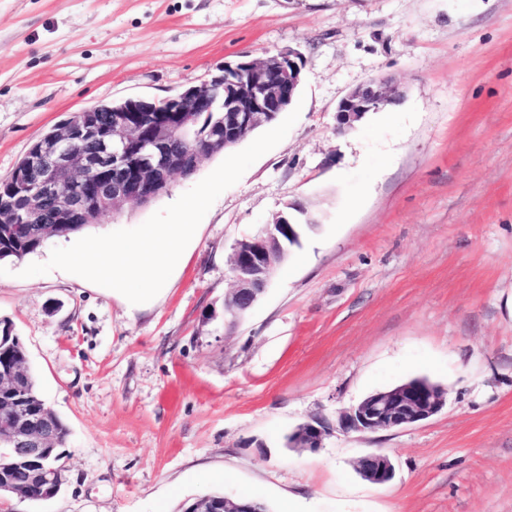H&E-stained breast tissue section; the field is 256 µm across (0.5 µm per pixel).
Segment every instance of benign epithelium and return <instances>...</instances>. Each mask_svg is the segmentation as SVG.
Wrapping results in <instances>:
<instances>
[{"label": "benign epithelium", "instance_id": "obj_1", "mask_svg": "<svg viewBox=\"0 0 512 512\" xmlns=\"http://www.w3.org/2000/svg\"><path fill=\"white\" fill-rule=\"evenodd\" d=\"M305 66L303 54L288 48L268 53L260 59L242 55L224 62L222 74L193 85L175 96L161 100L128 98L117 108L106 109L105 128L100 135L97 125L87 118L78 120L84 110L74 112L60 122L62 129L48 141H37L28 149L24 167L16 170L15 180L27 189L26 205L21 213L5 224H34L47 218H59L69 224L96 214H117V206L148 200L155 190L168 185L171 176L188 164L208 156L200 148L195 158L168 151L170 126L162 122L151 137H142L130 121L133 112H168L182 117L183 133L191 132L195 115L224 113V146L238 144L257 128L270 122L292 103ZM400 93L384 79H371L349 91L336 109L337 130L345 132L366 114L394 102ZM97 140L91 152L74 150L78 142ZM37 170L42 179L32 183L29 172ZM88 170L106 173L102 182L89 186L82 181ZM300 224L279 215L256 235L246 236L233 248L228 270L233 282L224 297V313L231 320L249 312L265 293L281 266L286 245L298 243ZM5 414L9 420L8 440L15 455L14 467L22 471L24 484L43 490L42 499L53 498L59 489L60 467L50 461L54 438L42 423L35 431L31 425L42 419L40 411L26 402L23 371L0 377ZM445 402L439 386L405 383L363 399L339 414L338 426L345 432L378 431L410 426L436 415ZM325 426L315 422L302 425L290 441L298 448L315 451L322 447ZM356 467L362 477L376 485L389 483L394 467L388 456L370 453L360 458ZM186 512H260L256 502L244 498H215L202 495Z\"/></svg>", "mask_w": 512, "mask_h": 512}]
</instances>
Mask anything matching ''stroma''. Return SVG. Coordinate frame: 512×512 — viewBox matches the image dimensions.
Here are the masks:
<instances>
[{"mask_svg":"<svg viewBox=\"0 0 512 512\" xmlns=\"http://www.w3.org/2000/svg\"><path fill=\"white\" fill-rule=\"evenodd\" d=\"M288 48L306 59L297 122L217 198L160 296L132 309L61 270L21 277L52 247L7 262L0 321L70 435L59 494L0 512H181L208 492L272 512H512V0H0V178L74 111ZM373 78L403 88L399 110L338 132V103ZM220 162L94 231L141 225ZM283 211L299 242L230 324L232 248ZM413 378L444 388L437 415L339 428ZM314 421L322 447H288ZM373 452L388 485L355 469ZM356 467L362 477L376 485L389 483L394 476V467L387 455L370 453L360 458Z\"/></svg>","mask_w":512,"mask_h":512,"instance_id":"stroma-1","label":"stroma"}]
</instances>
